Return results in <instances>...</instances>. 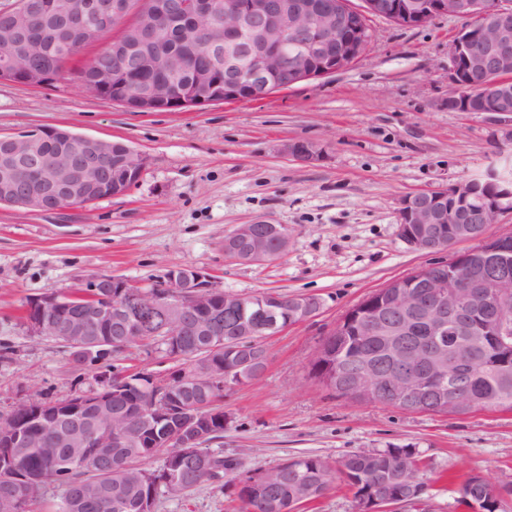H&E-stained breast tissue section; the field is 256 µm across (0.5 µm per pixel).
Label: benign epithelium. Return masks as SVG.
<instances>
[{
    "label": "benign epithelium",
    "instance_id": "obj_1",
    "mask_svg": "<svg viewBox=\"0 0 512 512\" xmlns=\"http://www.w3.org/2000/svg\"><path fill=\"white\" fill-rule=\"evenodd\" d=\"M502 0H365L362 8L350 0H162L144 6L112 41L111 69L90 83H82L93 95L112 99V91L126 107L138 112L202 107L217 99L261 101L274 86L288 87L348 67L364 49L368 17L416 27L437 15L465 22L481 18L479 32L461 29L448 52V72L453 85L448 106L460 112L512 114V6ZM122 0H89L78 12L67 10L60 0H23L1 15L9 24L0 27V80L22 85H41L53 77L43 67L26 63L35 42L30 32L44 19L61 17L66 30L49 27L48 44L72 43L75 51L98 43L112 28V20L125 15ZM182 17L191 27L205 26L204 44L211 59L199 63L176 58L166 63L153 49L165 16ZM172 70L193 73L185 86L174 80L155 81L152 76ZM494 79L493 94L478 102L464 93L467 87L484 86ZM59 144L61 152L45 155L38 145L44 140ZM5 153L0 166V204L31 211L53 212L94 203L127 191L138 179L144 158L124 148L120 171L107 172L117 154L115 142L77 135L58 127H41L0 138ZM289 153L302 163L318 158L305 143L289 145ZM512 209V178L489 171L481 179L405 196L399 208L402 240L427 251L443 250L460 241L477 240L479 246L458 253L447 263L413 273L410 289L397 280L392 302L384 312L351 308L336 330L355 327L368 337L384 339L392 368L377 371L364 359L357 360L359 379L349 390L365 402L392 398L411 411L436 407L457 414L477 409L471 391L472 369L463 356L448 351L462 337L472 336L478 323L492 336L512 334L507 326L512 311V236H486L498 215ZM288 228L259 220L242 224L224 238V255L242 264H264L288 250ZM277 303L292 302L301 320L312 317L321 300L312 295L280 296ZM117 304H112V300ZM250 299L216 286L199 269L177 267L165 280L143 288L125 279L100 275L87 280L75 292L49 294L27 304L24 326L31 336H100L119 340L154 335L176 338L202 336L204 350L224 346V306L246 311ZM419 320L430 333L428 344L413 349L405 340L410 323ZM266 355L256 354L224 369L206 370L198 361L179 365L175 376H146L140 381L152 401L150 412L134 416L118 409L128 375L99 377V384L80 391L72 406L43 404L35 423L51 430L57 448H93L111 455L154 429L163 418L174 416L179 429L153 448L175 445L192 454L209 434L216 414L224 413L219 398L193 405L170 400L175 387L184 383L208 385L224 391V380L244 367L264 371ZM0 440L10 448H27L31 440L11 424L0 420Z\"/></svg>",
    "mask_w": 512,
    "mask_h": 512
}]
</instances>
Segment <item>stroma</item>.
I'll return each mask as SVG.
<instances>
[{"mask_svg":"<svg viewBox=\"0 0 512 512\" xmlns=\"http://www.w3.org/2000/svg\"><path fill=\"white\" fill-rule=\"evenodd\" d=\"M462 25L448 16L418 27L371 18L348 68L250 103L132 111L77 81L94 45L44 84L0 80V135L60 126L123 142L145 160L120 196L58 214L0 205V416L30 394L64 398L94 383L59 344L27 335V301L98 275L148 285L189 266L229 292L314 295L323 305L265 338L262 375L225 388L224 436L211 447L239 466L223 488L201 483L182 500L160 499L155 512H243L244 479L302 455L335 471L324 495L299 512H360L339 462L395 447L419 461L429 512H469L461 489L471 474L512 488V412H408L338 396L312 371L316 349L349 309L471 249L468 241L440 252L408 246L399 236L401 198L482 177L512 158V116L448 105V51ZM293 142L311 144L318 159L296 161ZM257 220L288 227L287 253L263 265L226 258L225 236ZM112 361L159 376L177 368L144 347Z\"/></svg>","mask_w":512,"mask_h":512,"instance_id":"35a3bbf8","label":"stroma"}]
</instances>
